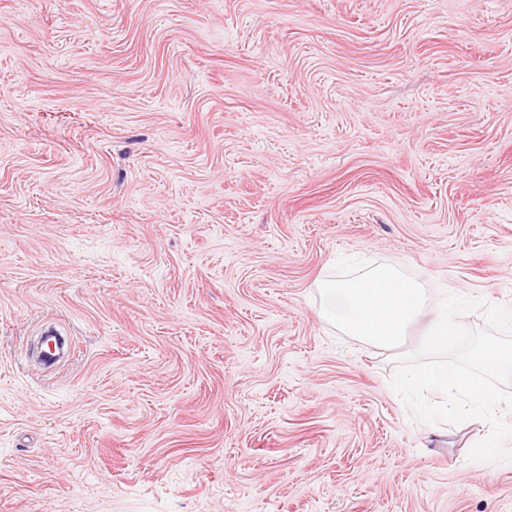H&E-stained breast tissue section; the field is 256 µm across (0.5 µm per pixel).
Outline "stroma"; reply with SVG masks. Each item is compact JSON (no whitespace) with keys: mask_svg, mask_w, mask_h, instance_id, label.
Segmentation results:
<instances>
[{"mask_svg":"<svg viewBox=\"0 0 512 512\" xmlns=\"http://www.w3.org/2000/svg\"><path fill=\"white\" fill-rule=\"evenodd\" d=\"M343 258L512 307V0H0V512H512Z\"/></svg>","mask_w":512,"mask_h":512,"instance_id":"obj_1","label":"stroma"}]
</instances>
